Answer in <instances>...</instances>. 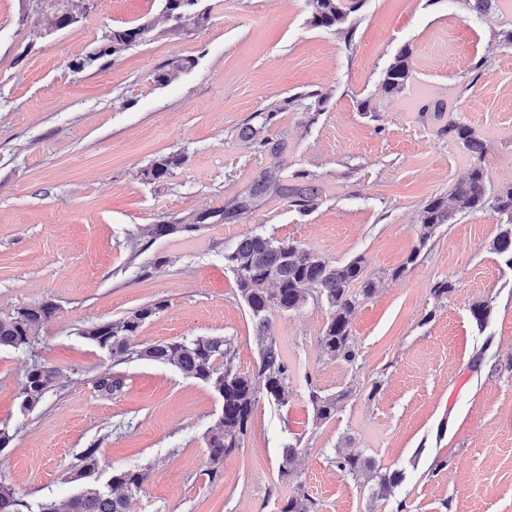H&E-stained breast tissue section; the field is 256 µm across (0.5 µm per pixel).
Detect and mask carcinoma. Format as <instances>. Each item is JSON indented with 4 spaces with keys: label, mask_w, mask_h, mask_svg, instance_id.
Instances as JSON below:
<instances>
[{
    "label": "carcinoma",
    "mask_w": 512,
    "mask_h": 512,
    "mask_svg": "<svg viewBox=\"0 0 512 512\" xmlns=\"http://www.w3.org/2000/svg\"><path fill=\"white\" fill-rule=\"evenodd\" d=\"M43 10L34 14V21L44 23L52 31L68 29L84 15L92 0H66L61 7L54 0H42ZM161 20L112 28L98 38L84 55L71 61L75 72H82L107 58L119 55L142 41L159 22L171 23V30L188 33L205 26L208 13L199 8L201 0H162ZM366 0H306L308 25L325 31L345 35L352 42L355 25L351 18L364 6ZM412 50L402 46L381 75L385 93H401L411 76ZM195 65L190 57L176 58L160 66L154 81L161 86L178 81L181 75ZM327 95L319 90L303 91L268 105L255 115L257 123L241 130L254 153L269 159L252 182L241 192L224 202L219 209L199 212L187 220L177 222L159 220L139 228V236L149 242L189 234L206 224H234L239 216L258 206L268 198L277 197L301 213L312 211L318 204L322 189L310 174L288 177V167L283 155L285 143H273L263 135L279 112L303 105L307 109L319 108ZM440 133L458 143L465 151L479 160L485 153V143L467 124L448 120ZM184 157L170 153L152 163L144 175L154 181L170 175L179 167ZM491 208L506 219V227L493 238L490 250L507 259L512 265V185L492 192L488 188L484 169L472 166L468 176L458 181L447 196L427 201L420 212L417 244L405 261L397 267L392 278L397 279L416 265L422 250L444 224H453L457 216ZM224 264L234 274L239 297L255 322V343L258 365L253 372L239 370L232 339L225 336H197L181 341L138 344L140 330L157 311L165 307L160 301L143 305L115 321L93 325L83 336L99 348L108 351L115 364L133 358L150 361L173 368L185 378L207 384L222 400L221 412L206 436L207 472L211 479L221 476L224 459L243 447L252 430L253 417L261 398L285 406L291 398L288 361L280 345L271 334V317L276 312L302 309L313 301L329 310L327 322L318 343L325 355L333 361L354 365L359 357L351 331V317L363 302L371 299L379 289L380 281L366 274L363 257L348 261L331 260L302 244L279 240L261 233L245 234L224 251ZM56 306L42 301L22 306L13 314L0 317V349L24 351L38 338L41 327L55 314ZM470 314L479 327L487 324L490 304L477 301L471 305ZM60 371L47 363L32 365L20 390L21 405L25 409L38 406L52 390ZM123 382L110 372L101 373L96 380L99 391L112 395L121 390ZM351 395L345 390L336 395H322L310 389L313 422L326 423L336 416L338 404ZM301 439L284 443V452L278 468L279 480L295 485L294 494L283 500L279 512H317L315 499L298 481L295 469L300 453ZM96 449L88 448L80 458V476L90 477L96 470ZM336 468L355 479L367 475L374 481L371 496L387 500L402 481L397 472H381L373 459L353 452L336 455ZM149 478V471L136 468L115 472L104 489L86 491L68 497L62 502L48 500L40 505L39 512H129L133 496ZM25 504L13 487L0 480V512H23Z\"/></svg>",
    "instance_id": "cac0c4a2"
}]
</instances>
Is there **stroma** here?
Masks as SVG:
<instances>
[{"label": "stroma", "mask_w": 512, "mask_h": 512, "mask_svg": "<svg viewBox=\"0 0 512 512\" xmlns=\"http://www.w3.org/2000/svg\"><path fill=\"white\" fill-rule=\"evenodd\" d=\"M207 25L187 34L157 25L105 69L75 73L70 62L102 32L158 17L161 0H96L81 23L52 34L33 26L30 0H0V317L44 300L55 315L34 347L0 350V476L37 508L103 487L112 472L149 468L130 512H278L292 486L278 480L283 444L302 437L296 469L318 512H512V371H473L474 351L512 361V266L491 252L505 222L491 209L442 225L399 279L417 241L419 214L450 194L474 164L460 145L421 117L440 104L484 139L491 188L512 184V0L471 15L457 0H367L352 41L308 25L305 0H201ZM412 49L406 89L385 95L380 75L402 46ZM194 67L168 86L167 61ZM322 90L320 111L294 107L268 128L288 142L289 174L322 189L306 214L278 198L234 224L149 244L141 225L223 207L262 164L239 132L273 100ZM183 154L160 181L144 172ZM294 240L343 262L363 256L383 286L351 319L355 365L329 360L318 338L326 306L278 312L271 333L290 366L292 397L260 400L243 448L217 479L206 474L204 436L221 412L206 384L133 360L113 365L82 337L142 305L163 309L141 343L192 336L233 338L241 371L257 360L254 324L224 251L243 234ZM454 289L442 306L430 290ZM490 301L485 330L470 307ZM45 362L61 378L26 411L27 369ZM120 392L95 386L106 370ZM350 390L335 418L314 425L310 389ZM95 449L93 477L78 457ZM375 460L403 481L389 501L336 468L339 450ZM447 457V469L432 468ZM194 65L195 60L190 57L173 59L156 70L154 81L161 86L170 85L178 81L181 75Z\"/></svg>", "instance_id": "stroma-1"}]
</instances>
